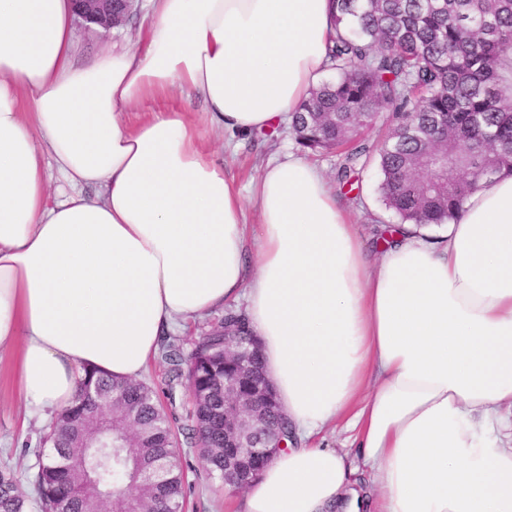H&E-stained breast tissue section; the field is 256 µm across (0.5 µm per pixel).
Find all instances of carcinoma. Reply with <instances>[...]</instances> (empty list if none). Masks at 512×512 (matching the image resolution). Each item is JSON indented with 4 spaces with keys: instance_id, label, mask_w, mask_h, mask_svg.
<instances>
[{
    "instance_id": "1",
    "label": "carcinoma",
    "mask_w": 512,
    "mask_h": 512,
    "mask_svg": "<svg viewBox=\"0 0 512 512\" xmlns=\"http://www.w3.org/2000/svg\"><path fill=\"white\" fill-rule=\"evenodd\" d=\"M336 36L327 69L333 81L313 90L292 113L289 128L304 153L334 152L336 182L357 189L360 174L377 164L385 206L401 221L446 224L474 192L512 170V0H332ZM431 153L448 156L423 176ZM245 323L230 311L186 355L173 336L160 339L168 399L189 382L191 422L186 443L198 449L209 473L224 479V384L236 375L252 390L262 378L255 349L248 368L224 363V325ZM112 392V427L118 448L91 463L65 468L85 415L97 408L94 391ZM136 428L127 435L123 419ZM172 419L157 392L139 380L115 381L94 371L80 382L72 404L47 435L52 453L33 476L38 512H96L112 493V512L182 507L185 494L179 456L170 454ZM167 461L157 484L137 482L139 465ZM0 512H25L15 474L0 469Z\"/></svg>"
}]
</instances>
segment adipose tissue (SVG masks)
<instances>
[{
    "instance_id": "ef3b65f1",
    "label": "adipose tissue",
    "mask_w": 512,
    "mask_h": 512,
    "mask_svg": "<svg viewBox=\"0 0 512 512\" xmlns=\"http://www.w3.org/2000/svg\"><path fill=\"white\" fill-rule=\"evenodd\" d=\"M151 13L138 47L80 64L72 0H0V356L28 418L86 371L139 379L161 336L241 302L296 437L243 512H512V173L445 229L396 225L373 262L291 152L257 179L248 229L185 113L125 111L178 86L226 130L287 121L326 71L330 0ZM341 417L354 455L307 446Z\"/></svg>"
}]
</instances>
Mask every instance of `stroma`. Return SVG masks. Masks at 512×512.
Returning <instances> with one entry per match:
<instances>
[{"instance_id": "35a3bbf8", "label": "stroma", "mask_w": 512, "mask_h": 512, "mask_svg": "<svg viewBox=\"0 0 512 512\" xmlns=\"http://www.w3.org/2000/svg\"><path fill=\"white\" fill-rule=\"evenodd\" d=\"M149 13L150 0H137L134 13L124 28L106 33L90 25L77 27L82 59L88 61L112 48L136 44L140 34L147 29ZM168 104L188 113L199 125L204 145L213 151L215 159L223 164L225 175L241 190L248 223H258L259 213L252 200L251 188L270 160L295 150L296 144L288 127L280 126L269 137L258 132L241 135L210 126L198 95L187 96L175 89ZM379 180L377 168L369 167L361 175L358 203H350L343 195L338 198L340 204L346 205L370 246L376 242L377 225L396 221L381 201ZM46 427V422L26 419L11 366L6 361L0 363V467L13 470L19 480V491L29 503L36 498L31 478L50 451L43 441ZM180 453L188 488L184 512H239L242 492L224 491L218 480L210 478L196 449L184 447Z\"/></svg>"}]
</instances>
